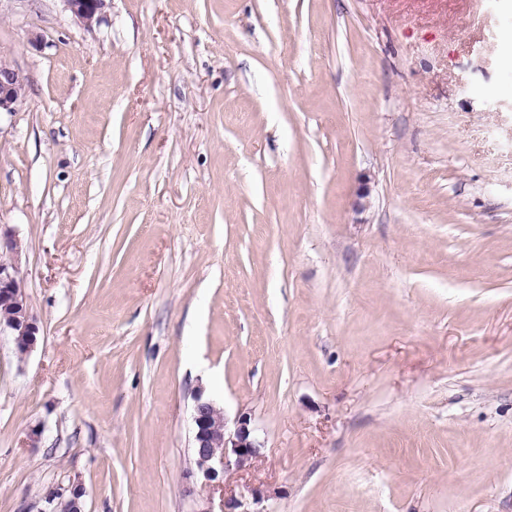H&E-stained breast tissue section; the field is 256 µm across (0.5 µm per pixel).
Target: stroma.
Returning <instances> with one entry per match:
<instances>
[{"label":"stroma","mask_w":512,"mask_h":512,"mask_svg":"<svg viewBox=\"0 0 512 512\" xmlns=\"http://www.w3.org/2000/svg\"><path fill=\"white\" fill-rule=\"evenodd\" d=\"M510 33L512 0H0L38 326L0 335V512H512ZM201 384L260 441L220 492ZM71 14L83 25L89 27L99 19L106 0H62Z\"/></svg>","instance_id":"35a3bbf8"}]
</instances>
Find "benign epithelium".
<instances>
[{"mask_svg": "<svg viewBox=\"0 0 512 512\" xmlns=\"http://www.w3.org/2000/svg\"><path fill=\"white\" fill-rule=\"evenodd\" d=\"M66 8L83 25L90 27L99 20L106 0H63ZM24 78L0 59V113H11L22 101ZM22 251L20 240L9 230L0 232V332L7 330L17 353L24 356L36 346L38 327L31 315L26 283L20 275L17 261ZM192 414V455L195 473L208 488L223 484L224 474L246 467L256 456L260 443L251 427V418L241 414L228 424L222 408L197 388ZM84 487H70L68 496L50 497L59 500L58 512H82Z\"/></svg>", "mask_w": 512, "mask_h": 512, "instance_id": "1", "label": "benign epithelium"}]
</instances>
